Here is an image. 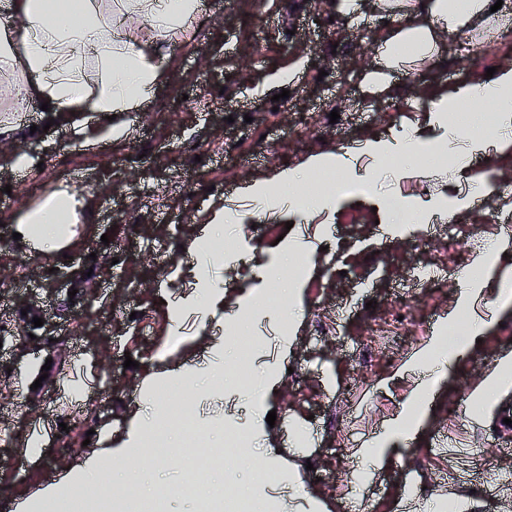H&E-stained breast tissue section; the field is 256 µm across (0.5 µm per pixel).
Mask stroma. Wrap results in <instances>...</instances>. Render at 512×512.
<instances>
[{"label":"stroma","mask_w":512,"mask_h":512,"mask_svg":"<svg viewBox=\"0 0 512 512\" xmlns=\"http://www.w3.org/2000/svg\"><path fill=\"white\" fill-rule=\"evenodd\" d=\"M363 22L351 48L335 50L336 32L349 17L313 0H201V12L164 64L166 83L133 123L126 139L111 140L104 115L79 114L47 124L39 103L23 106L13 152L26 153L27 174L0 155V321L16 313L19 296L46 288L95 287L92 306L75 301L60 312L72 333L69 352L55 359L51 387L36 386L43 359L0 352V512L57 480L78 461L99 454L89 430L120 432L138 406L140 379L167 344L171 323L157 291L188 293L193 282L188 248L217 203L250 204L236 190L248 179L298 166L314 152L335 154L368 138H381L409 121L428 129L429 117L408 108L415 96L449 93L484 78L491 63L462 58L461 41L495 47L481 31L442 33L440 60L407 53L386 90L369 92L367 74L389 16L379 0H357ZM296 80H288L289 72ZM288 98H281L282 90ZM338 121H330L331 111ZM484 184L473 207L458 198L469 181ZM68 183L90 201L79 216L74 243L42 255L13 234L21 212L38 208ZM401 195L425 215L411 231L385 233L390 222L375 196ZM287 215L256 224H228L223 240L242 258L233 269L213 264L210 276L226 279L224 312L255 289L251 266L275 254L277 238L292 240ZM328 225V250L309 270L297 261L272 282L282 291L302 285L303 317L287 356H280L275 323L264 350L237 359L247 380L268 367L278 383L266 394L276 413L264 438L249 437L235 460L220 470L189 464L179 455L116 482L112 496L130 488L161 493L164 512H199L201 499L247 494L261 481L255 456L276 448L293 475L287 512H512V379L484 393L499 366L512 365V309L496 311L498 287L488 281L469 318L495 316L453 375L427 382L409 368L453 311L463 274L489 243L512 237V155L488 150L467 174L442 159L397 168L376 185L349 190L342 207L310 219L307 237ZM111 259L109 274L95 260ZM440 267L438 281L414 288L411 272ZM455 333L465 336L467 322ZM133 367H125V360ZM430 408L415 439L392 446L370 475L353 471L361 452L402 413L423 384ZM196 424L212 443L243 432L251 405L240 392L213 394L206 379L184 388ZM40 427L44 453L20 454L22 441ZM195 479V493L182 490Z\"/></svg>","instance_id":"obj_1"}]
</instances>
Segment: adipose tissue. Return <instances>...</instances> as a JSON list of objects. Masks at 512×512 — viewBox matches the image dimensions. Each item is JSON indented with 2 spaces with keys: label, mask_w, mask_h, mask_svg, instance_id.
I'll list each match as a JSON object with an SVG mask.
<instances>
[{
  "label": "adipose tissue",
  "mask_w": 512,
  "mask_h": 512,
  "mask_svg": "<svg viewBox=\"0 0 512 512\" xmlns=\"http://www.w3.org/2000/svg\"><path fill=\"white\" fill-rule=\"evenodd\" d=\"M490 4L491 0H459L458 7L451 9L445 0H424L420 19L410 22L395 18L393 31L379 51L381 67L368 77L370 87L378 92L386 89L390 72L400 65L405 48L434 51L439 31L471 27L487 16ZM199 11V0H6L0 7V87L9 90L14 100L48 104V116L57 122L66 121L74 112L140 111L165 80L159 58L168 47L176 45L180 32L195 21ZM131 17L147 21L154 32L153 39L142 40L134 29L128 28L126 21ZM89 59L95 62V74L87 80L83 71ZM476 102L494 106L502 130L496 147L503 153L512 151L511 64L500 66L493 77L478 83L462 85L449 94H433L425 105L435 117L432 135H424L408 124L385 138L365 140L362 150L378 168L389 161L406 165L420 155L435 154L459 142L466 153L484 152V140L462 137L457 125L443 121L449 111L466 112ZM332 170L340 175L338 187L312 197L289 195V188L304 174ZM366 180L354 164L352 150L343 148L334 156L312 154L297 167L248 180L239 192L258 203L260 216L273 217L285 211L291 217L306 219L338 210L345 188ZM85 206L84 196L73 186L61 185L39 209L20 214L17 231L33 251H57L66 245L59 234L60 226L73 223ZM509 249L512 240L504 237L474 260L456 302L457 315L469 312L483 284L492 278L498 279L501 287L500 307L512 303V294L507 291L512 278L497 272L495 265L496 254ZM192 274L196 278L194 291L166 301L169 318L177 330L190 317L200 327H207L211 321L220 320L224 307L223 285L202 276L200 267H193ZM488 326L485 320L475 322L463 339L449 345L436 340L431 349L416 354L412 362L419 368L438 365L442 375H450L467 355L473 339ZM175 355L172 348L158 352L164 366L141 380L142 398L155 394L164 383L184 385L204 369L212 375L224 371V342L220 339L213 343L205 367L174 364ZM428 396V387H421L399 422L370 443L363 453L367 466L381 463L388 441L408 442L414 438L426 418ZM151 430L150 422L136 413L130 416L120 440H113L107 432L102 441L114 444L113 459L134 464L143 461ZM101 467L100 457L88 458L39 494L17 502L14 512H41L42 504L48 500L80 497Z\"/></svg>",
  "instance_id": "adipose-tissue-1"
}]
</instances>
